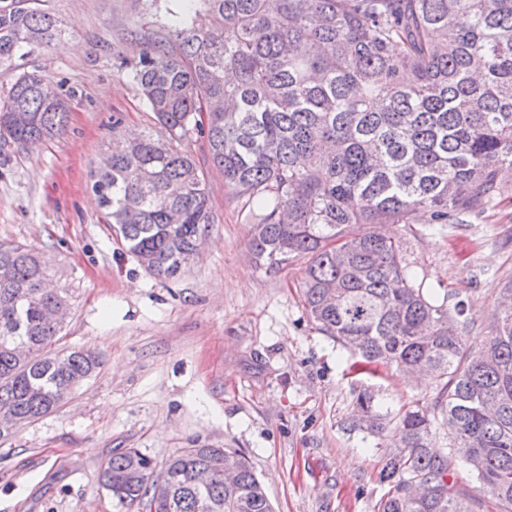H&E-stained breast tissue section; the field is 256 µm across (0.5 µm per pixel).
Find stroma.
<instances>
[{"label": "stroma", "instance_id": "1", "mask_svg": "<svg viewBox=\"0 0 512 512\" xmlns=\"http://www.w3.org/2000/svg\"><path fill=\"white\" fill-rule=\"evenodd\" d=\"M61 44L26 57L69 99L66 131L28 149H0V243H23L49 260L69 299L63 342L96 351L101 366L53 413L0 444V512H126L101 485L104 461L135 448L157 465L184 448H237L250 459L275 512H379V481L392 431L355 427L359 391L380 412L425 404L430 377L372 373L321 335L300 292L305 262L267 270L249 243L255 222L208 147L213 224L179 277L150 275L106 224L92 175L112 142V121L159 131L139 88L121 70L139 35L160 30L147 0H40ZM388 235H406L386 225ZM408 259L429 288L472 299L462 332L474 346L495 289L512 277V198L472 224L406 235Z\"/></svg>", "mask_w": 512, "mask_h": 512}]
</instances>
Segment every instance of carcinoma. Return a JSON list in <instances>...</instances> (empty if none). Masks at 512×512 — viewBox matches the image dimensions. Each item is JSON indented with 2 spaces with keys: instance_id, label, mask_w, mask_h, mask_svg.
Instances as JSON below:
<instances>
[{
  "instance_id": "obj_1",
  "label": "carcinoma",
  "mask_w": 512,
  "mask_h": 512,
  "mask_svg": "<svg viewBox=\"0 0 512 512\" xmlns=\"http://www.w3.org/2000/svg\"><path fill=\"white\" fill-rule=\"evenodd\" d=\"M163 38L121 67L164 129L112 122L93 183L105 221L147 272L171 279L214 223L204 172L183 147L206 140L214 167L255 207L250 246L279 270L307 259L303 298L317 330L353 358L434 374L432 401L390 418L399 448L380 480L381 512H512V277L486 335L460 343L469 298L424 287L406 240L384 224H462L502 197L512 168V0H150ZM39 0H0V67L61 43ZM69 103L35 71L0 93V142L62 133ZM39 255L0 244V439L56 410L100 367L61 349L47 318L67 297ZM370 428L374 395L358 396ZM472 462L483 496L448 480L430 451L436 422ZM211 481L197 486L196 471ZM136 470L137 483L125 480ZM101 484L149 512H274L236 448H186L161 472L135 448L112 452Z\"/></svg>"
}]
</instances>
